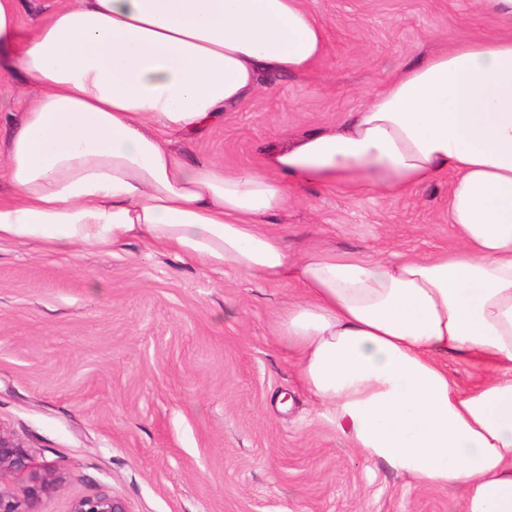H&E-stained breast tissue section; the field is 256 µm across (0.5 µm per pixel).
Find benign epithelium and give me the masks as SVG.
Returning a JSON list of instances; mask_svg holds the SVG:
<instances>
[{
	"mask_svg": "<svg viewBox=\"0 0 512 512\" xmlns=\"http://www.w3.org/2000/svg\"><path fill=\"white\" fill-rule=\"evenodd\" d=\"M29 449L13 434L0 428V512H35L34 504L49 491L55 481L53 470L34 475L22 494L5 484L8 475L28 467ZM69 512H129L125 502L100 493L76 499Z\"/></svg>",
	"mask_w": 512,
	"mask_h": 512,
	"instance_id": "obj_1",
	"label": "benign epithelium"
}]
</instances>
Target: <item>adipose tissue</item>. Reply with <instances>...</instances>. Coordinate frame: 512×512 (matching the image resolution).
<instances>
[{
    "label": "adipose tissue",
    "instance_id": "1",
    "mask_svg": "<svg viewBox=\"0 0 512 512\" xmlns=\"http://www.w3.org/2000/svg\"><path fill=\"white\" fill-rule=\"evenodd\" d=\"M476 4L495 34L393 69L340 128L229 170L184 161L171 137L222 120L261 73L314 69L328 38L305 0H63L29 28L24 0H0V72L41 87L0 143V241L68 254L142 238L299 288L277 342L350 445L460 494L462 512H512V0ZM448 173L449 251L293 258L263 223L293 182L400 195ZM452 354L475 383L449 376Z\"/></svg>",
    "mask_w": 512,
    "mask_h": 512
}]
</instances>
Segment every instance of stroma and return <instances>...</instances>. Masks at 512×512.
<instances>
[{
  "mask_svg": "<svg viewBox=\"0 0 512 512\" xmlns=\"http://www.w3.org/2000/svg\"><path fill=\"white\" fill-rule=\"evenodd\" d=\"M328 36L306 76L265 72L223 123L182 139L188 162L238 169L303 134L340 127L393 66L442 39L493 33L473 0H307ZM0 73V137L38 93ZM451 178L401 196L295 183L268 216L290 254L321 245L391 257L457 243ZM295 288L255 284L130 239L57 254L0 242V428L30 451L7 484L54 467L36 512L106 493L129 512H462L459 495L366 459L321 416L277 314Z\"/></svg>",
  "mask_w": 512,
  "mask_h": 512,
  "instance_id": "stroma-1",
  "label": "stroma"
}]
</instances>
